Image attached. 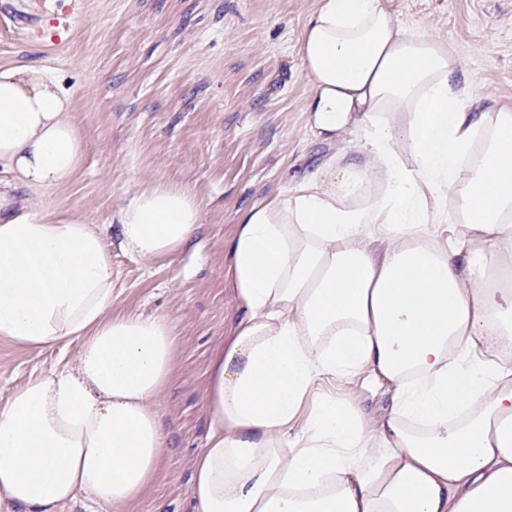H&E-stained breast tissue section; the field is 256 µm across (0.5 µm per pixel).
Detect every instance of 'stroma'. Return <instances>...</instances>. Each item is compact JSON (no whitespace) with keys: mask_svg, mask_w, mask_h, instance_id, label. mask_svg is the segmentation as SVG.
Masks as SVG:
<instances>
[{"mask_svg":"<svg viewBox=\"0 0 512 512\" xmlns=\"http://www.w3.org/2000/svg\"><path fill=\"white\" fill-rule=\"evenodd\" d=\"M395 25L423 31L455 55V89L469 111L512 106V0H380ZM322 0H55L31 31L16 14L30 0H0V69L37 66L71 99L85 133L80 173L68 185L19 188L0 171V195L15 214L77 215L116 224L125 203L162 181L188 189L201 228L171 262L112 252L114 307L168 317L174 374L158 399L172 444L152 488L132 512H190L192 471L212 419L206 403L212 358L243 317L229 244L247 211L304 182L318 167L358 157L371 196L386 175L348 125L322 139L310 129L316 93L301 37ZM76 12L65 47L56 18ZM76 347L43 350L0 341V403L32 374L73 360ZM336 396L366 424L391 408L368 373L336 382Z\"/></svg>","mask_w":512,"mask_h":512,"instance_id":"1","label":"stroma"}]
</instances>
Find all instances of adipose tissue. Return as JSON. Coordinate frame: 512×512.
<instances>
[{"label": "adipose tissue", "mask_w": 512, "mask_h": 512, "mask_svg": "<svg viewBox=\"0 0 512 512\" xmlns=\"http://www.w3.org/2000/svg\"><path fill=\"white\" fill-rule=\"evenodd\" d=\"M311 129L351 122L389 174L357 205V163L319 168L250 209L230 244L244 315L210 368L213 430L193 512H512V107L466 111L457 63L380 0H323L304 29ZM85 143L41 68L0 70V169L60 187ZM450 203L465 228L427 226ZM0 196V339L76 346L0 404V512H128L153 485L171 429L157 406L175 362L166 317L112 308V251L174 260L199 207L166 183L118 211L117 240L85 218L13 215ZM397 243L371 247L370 224ZM394 388L376 430L354 407L308 399L326 377ZM379 454H372V446Z\"/></svg>", "instance_id": "adipose-tissue-1"}]
</instances>
